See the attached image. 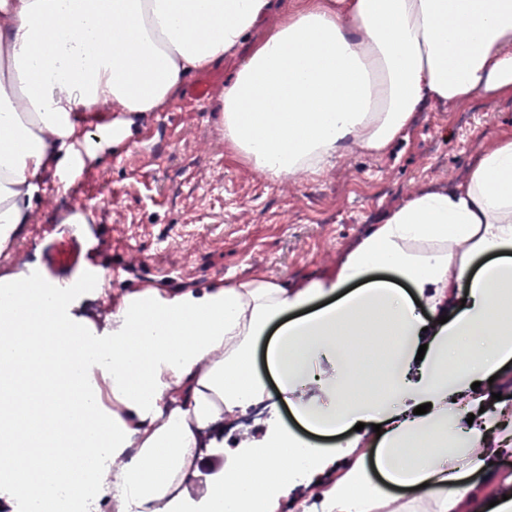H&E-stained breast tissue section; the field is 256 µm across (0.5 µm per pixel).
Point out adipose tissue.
I'll list each match as a JSON object with an SVG mask.
<instances>
[{
  "mask_svg": "<svg viewBox=\"0 0 512 512\" xmlns=\"http://www.w3.org/2000/svg\"><path fill=\"white\" fill-rule=\"evenodd\" d=\"M235 57L225 139L270 176L314 174L352 148L384 153L429 102L512 98V0H294L283 13L276 0H0V258L46 174L71 170L75 113L117 101L114 126L132 136L189 77ZM26 281L0 277L12 512H88L105 497L112 512H279L301 484L319 491L299 512H458L467 473L512 453V399L480 386L512 365V131L465 182L388 210L337 272L303 286L135 288L99 329L72 314L70 289ZM368 336L394 359L366 381L352 344ZM263 341L303 422H383L375 450L310 445L271 421L202 471L225 425L270 398L253 365ZM323 358L334 374L318 373ZM24 423L48 443L65 424L89 451L16 452Z\"/></svg>",
  "mask_w": 512,
  "mask_h": 512,
  "instance_id": "obj_1",
  "label": "adipose tissue"
}]
</instances>
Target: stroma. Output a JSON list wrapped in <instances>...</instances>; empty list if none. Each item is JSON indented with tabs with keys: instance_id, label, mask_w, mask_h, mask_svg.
I'll return each instance as SVG.
<instances>
[{
	"instance_id": "stroma-1",
	"label": "stroma",
	"mask_w": 512,
	"mask_h": 512,
	"mask_svg": "<svg viewBox=\"0 0 512 512\" xmlns=\"http://www.w3.org/2000/svg\"><path fill=\"white\" fill-rule=\"evenodd\" d=\"M188 90L148 116L154 129L134 150L155 157L141 168L99 153L81 198H113L95 215L63 205L22 225L14 261L68 280L92 261L122 266L113 298L134 288L206 287L261 276L300 284L334 270L386 209L423 189L461 181L497 135L512 130V100L475 95L463 104L430 103L383 155L351 149L314 175L270 177L227 143L215 100L189 106ZM207 140L211 153L194 148ZM148 261L128 263L131 249Z\"/></svg>"
}]
</instances>
